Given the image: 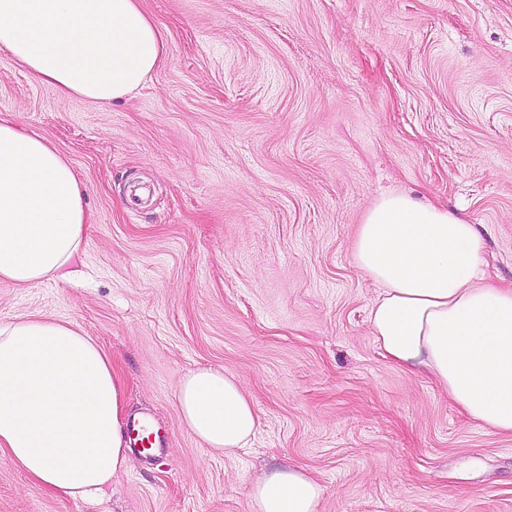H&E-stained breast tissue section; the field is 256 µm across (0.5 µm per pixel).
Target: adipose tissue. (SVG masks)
Returning <instances> with one entry per match:
<instances>
[{
	"label": "adipose tissue",
	"mask_w": 512,
	"mask_h": 512,
	"mask_svg": "<svg viewBox=\"0 0 512 512\" xmlns=\"http://www.w3.org/2000/svg\"><path fill=\"white\" fill-rule=\"evenodd\" d=\"M0 49L61 95L105 105L161 65L162 33L140 0H0ZM92 215L70 161L45 137L0 119V280L34 288L63 277ZM353 259L380 289L368 315L382 356L425 371L468 419L512 436V285L488 276L473 225L404 193L359 224ZM182 423L225 455L247 445L258 412L234 376L201 367L178 384ZM122 385L73 322L0 323V449L39 486L94 498L128 469ZM306 470L252 479L250 512H317Z\"/></svg>",
	"instance_id": "obj_1"
}]
</instances>
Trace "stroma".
Returning a JSON list of instances; mask_svg holds the SVG:
<instances>
[{"label": "stroma", "instance_id": "stroma-1", "mask_svg": "<svg viewBox=\"0 0 512 512\" xmlns=\"http://www.w3.org/2000/svg\"><path fill=\"white\" fill-rule=\"evenodd\" d=\"M167 42L105 107L0 50V117L46 137L92 223L68 277L0 281V322L72 321L109 356L162 460L95 500L0 452V512H250L248 482L300 466L317 512H512V437L392 365L352 256L383 194L473 224L512 284V0H142ZM237 377L259 424L234 456L181 422L178 382Z\"/></svg>", "mask_w": 512, "mask_h": 512}]
</instances>
